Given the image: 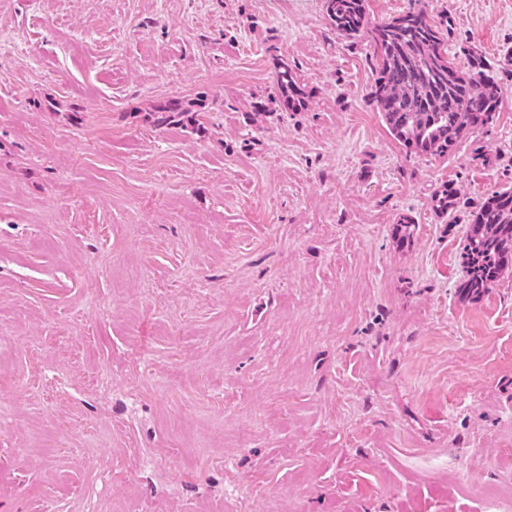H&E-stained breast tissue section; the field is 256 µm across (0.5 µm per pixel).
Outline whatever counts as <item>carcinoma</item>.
I'll return each instance as SVG.
<instances>
[{"instance_id": "obj_1", "label": "carcinoma", "mask_w": 512, "mask_h": 512, "mask_svg": "<svg viewBox=\"0 0 512 512\" xmlns=\"http://www.w3.org/2000/svg\"><path fill=\"white\" fill-rule=\"evenodd\" d=\"M365 0H326L336 32L348 38L370 33L375 51L371 96L389 134L405 147L447 159L477 127L493 123L499 107L497 85L480 64L464 73L448 58L441 30L423 10L408 11L390 22L368 28ZM278 101L285 108L301 104L296 75L284 65L276 71ZM190 110L180 100L157 105L156 125L179 123ZM442 216L453 213L457 191L448 183L432 198ZM462 254L463 275L457 288L466 296L483 294L512 260V191L496 193L472 214Z\"/></svg>"}]
</instances>
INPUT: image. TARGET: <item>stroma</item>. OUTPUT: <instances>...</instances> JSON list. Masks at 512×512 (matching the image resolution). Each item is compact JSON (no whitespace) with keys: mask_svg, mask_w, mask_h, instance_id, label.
<instances>
[{"mask_svg":"<svg viewBox=\"0 0 512 512\" xmlns=\"http://www.w3.org/2000/svg\"><path fill=\"white\" fill-rule=\"evenodd\" d=\"M413 6L499 86L445 160L390 136L325 0H0V512L512 499V267L456 290L512 190V0H365ZM275 83L280 104L287 109L301 105L303 98L301 88L297 83L295 73L288 65L278 68L275 74ZM189 113L190 110L181 100H169L157 105L150 115L154 118L153 123L159 126L179 123ZM433 207L442 216L451 215L457 206V191L448 183L438 189L432 198Z\"/></svg>","mask_w":512,"mask_h":512,"instance_id":"stroma-1","label":"stroma"}]
</instances>
